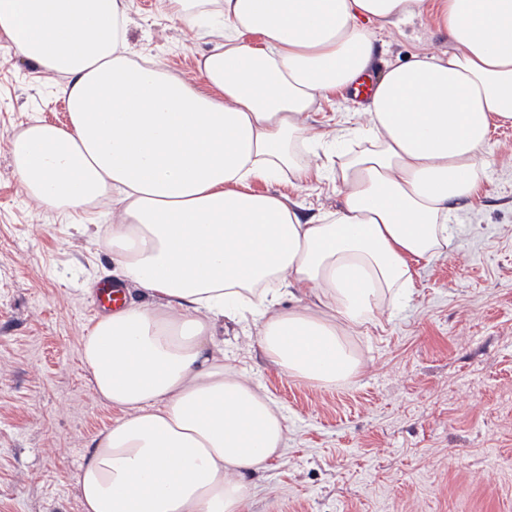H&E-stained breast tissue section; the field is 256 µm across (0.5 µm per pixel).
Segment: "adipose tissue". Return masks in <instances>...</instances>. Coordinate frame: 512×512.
I'll return each mask as SVG.
<instances>
[{"label":"adipose tissue","mask_w":512,"mask_h":512,"mask_svg":"<svg viewBox=\"0 0 512 512\" xmlns=\"http://www.w3.org/2000/svg\"><path fill=\"white\" fill-rule=\"evenodd\" d=\"M162 3L210 40L197 81L132 55L128 0H0V38L66 80L67 122H31L10 153L38 206L111 208L101 244L141 294L81 340L97 395L122 413L78 475L85 512H245L288 424L225 363L219 329L253 326L272 366L316 387L359 373L344 330L397 305L416 264L448 249L453 202L491 164V123L512 122V0ZM429 9L449 48L383 71L366 125L336 131L363 144L341 157L336 212L307 219L251 190L307 180L310 112L371 66L373 28Z\"/></svg>","instance_id":"1"}]
</instances>
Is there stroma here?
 Masks as SVG:
<instances>
[{"label":"stroma","mask_w":512,"mask_h":512,"mask_svg":"<svg viewBox=\"0 0 512 512\" xmlns=\"http://www.w3.org/2000/svg\"><path fill=\"white\" fill-rule=\"evenodd\" d=\"M133 52L196 77L205 40L129 0ZM374 72L419 51H444L434 14L374 32ZM339 89L310 113L334 131L363 121ZM61 124L59 84L0 40V512H83L78 474L118 418L79 355L96 290L112 270L98 229L73 234L29 203L10 138L32 118ZM494 163L478 195L456 203L447 251L417 265L409 300L346 330L360 373L316 389L280 373L252 327L228 325L224 360L280 405L288 442L254 477L247 512H512V122L493 123ZM254 190L270 183L254 181ZM306 216L340 207L335 177L278 184Z\"/></svg>","instance_id":"stroma-1"}]
</instances>
